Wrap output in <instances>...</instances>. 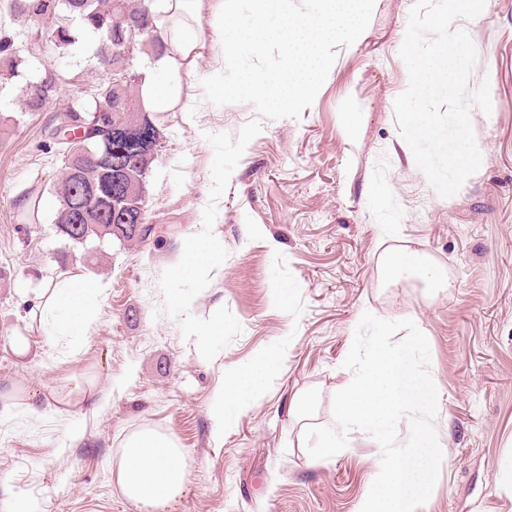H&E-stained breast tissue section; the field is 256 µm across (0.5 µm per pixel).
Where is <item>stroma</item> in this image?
Wrapping results in <instances>:
<instances>
[{"label": "stroma", "instance_id": "35a3bbf8", "mask_svg": "<svg viewBox=\"0 0 512 512\" xmlns=\"http://www.w3.org/2000/svg\"><path fill=\"white\" fill-rule=\"evenodd\" d=\"M414 2L367 0L353 35L330 48L315 96L285 109L245 94L248 77L287 79L276 44L242 57L207 53L186 81L184 110L160 119L145 215L154 235L103 242L94 264L54 231L61 161L45 146L55 109L78 87L62 85L41 112L21 111V78L0 90L9 120L0 128V391H34L40 405L18 403L0 418V504L21 495L38 512H137L112 479V458L127 435L151 427L174 435L188 464L170 512H357L378 443L358 429L343 450L315 459L304 429L333 425V396L352 379L342 363L368 311L412 320L429 343L447 462L424 512H512V0H486L480 15L453 23L473 41L470 85L488 82L492 109L471 112L486 154L448 198L417 168L396 120ZM89 59L82 43L64 56L48 48L26 55L22 70L69 77ZM31 188L42 195L40 221L24 224L18 202ZM193 234L224 246L203 288L171 274ZM407 248L435 287L392 271V255ZM64 252L102 292L84 335L42 347L32 312ZM217 317L224 336L201 353L190 327ZM20 335L33 340L23 354ZM263 351L282 362L216 439L210 409L225 370ZM80 373L96 374L103 400L48 406Z\"/></svg>", "mask_w": 512, "mask_h": 512}]
</instances>
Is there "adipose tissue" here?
<instances>
[{"label": "adipose tissue", "mask_w": 512, "mask_h": 512, "mask_svg": "<svg viewBox=\"0 0 512 512\" xmlns=\"http://www.w3.org/2000/svg\"><path fill=\"white\" fill-rule=\"evenodd\" d=\"M257 8L247 31H237L224 9V0H164L154 21L162 49L154 58L142 83L141 95L147 111L167 112L181 106L184 79L207 51L245 55L257 51L266 40L276 41L286 52L297 55L288 84L261 82L248 86L275 105L297 99H312L316 80L312 67H325L328 46L339 34L353 30L362 0H324L325 11L306 26L271 20L270 0H255ZM223 246L213 239L187 241L171 268L173 276L186 278L223 260ZM100 295L97 282L79 277L51 284L45 296L43 316L47 342L60 336L83 335ZM271 352L261 353L247 370L227 372L224 388L213 406L218 431L231 429L237 417L263 393ZM112 475L123 496L137 512H168L173 501L184 495L188 480L182 448L170 434L144 428L126 437L122 451L112 459Z\"/></svg>", "instance_id": "ef3b65f1"}]
</instances>
